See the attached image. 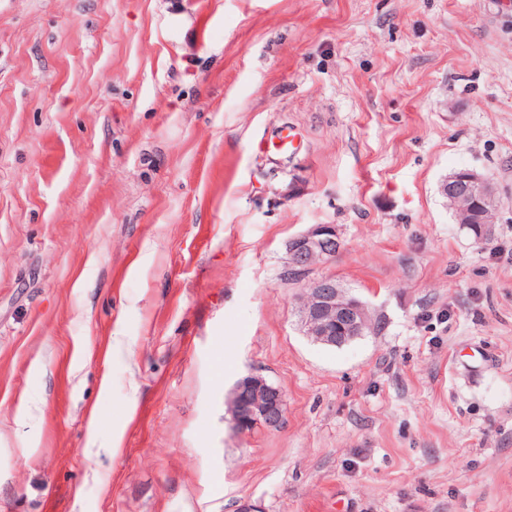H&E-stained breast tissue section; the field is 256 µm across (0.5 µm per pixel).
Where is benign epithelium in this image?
<instances>
[{
	"instance_id": "obj_1",
	"label": "benign epithelium",
	"mask_w": 512,
	"mask_h": 512,
	"mask_svg": "<svg viewBox=\"0 0 512 512\" xmlns=\"http://www.w3.org/2000/svg\"><path fill=\"white\" fill-rule=\"evenodd\" d=\"M441 191L453 212L465 214L467 223L486 228L497 223L502 202L488 176L468 168L459 169L448 175ZM342 245L336 225H311L288 240L287 273L306 278L314 266L332 260ZM299 312L305 335L330 347L364 335L372 318L365 303L348 295L329 276L304 285ZM226 404L234 427L241 434H248L257 426L276 430L285 421V396L281 388L252 372L234 383Z\"/></svg>"
}]
</instances>
